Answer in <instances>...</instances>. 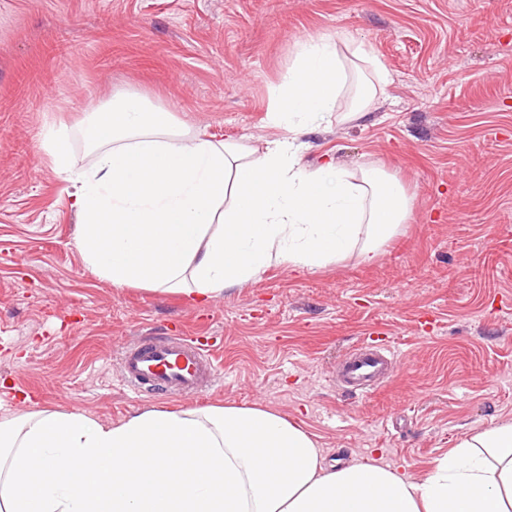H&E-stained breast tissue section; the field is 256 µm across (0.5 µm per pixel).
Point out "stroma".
<instances>
[{"instance_id":"35a3bbf8","label":"stroma","mask_w":512,"mask_h":512,"mask_svg":"<svg viewBox=\"0 0 512 512\" xmlns=\"http://www.w3.org/2000/svg\"><path fill=\"white\" fill-rule=\"evenodd\" d=\"M350 33L390 81L370 118L304 135L302 162L395 176L407 224L370 264L268 268L207 304L117 288L75 244L74 189L41 148L89 103L135 90L207 136L263 148L296 45ZM162 330L224 345L221 389L161 399L121 380ZM391 349L372 394L336 361ZM260 403L326 464L423 477L464 434L512 419V0H0V416L118 423L146 407Z\"/></svg>"}]
</instances>
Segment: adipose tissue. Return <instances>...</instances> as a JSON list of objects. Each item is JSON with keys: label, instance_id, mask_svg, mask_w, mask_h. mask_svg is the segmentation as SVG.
I'll list each match as a JSON object with an SVG mask.
<instances>
[{"label": "adipose tissue", "instance_id": "adipose-tissue-1", "mask_svg": "<svg viewBox=\"0 0 512 512\" xmlns=\"http://www.w3.org/2000/svg\"><path fill=\"white\" fill-rule=\"evenodd\" d=\"M351 59L370 57L348 35L299 44L267 114L283 134L259 152L196 134L136 91L88 107V168H74L71 130L49 126L42 147L76 188L86 266L207 303L275 264L374 261L408 219L400 181L300 157L302 135L338 111ZM0 512H512V420L461 437L419 480L373 461L325 469L311 433L259 404L114 425L20 412L0 416Z\"/></svg>", "mask_w": 512, "mask_h": 512}]
</instances>
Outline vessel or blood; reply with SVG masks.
I'll list each match as a JSON object with an SVG mask.
<instances>
[{"label":"vessel or blood","instance_id":"b4317fda","mask_svg":"<svg viewBox=\"0 0 512 512\" xmlns=\"http://www.w3.org/2000/svg\"><path fill=\"white\" fill-rule=\"evenodd\" d=\"M389 350L357 345L340 361L347 390L375 386L389 369ZM220 366L208 346L189 336H145L121 352V379L131 390L148 395L194 393L216 389Z\"/></svg>","mask_w":512,"mask_h":512}]
</instances>
